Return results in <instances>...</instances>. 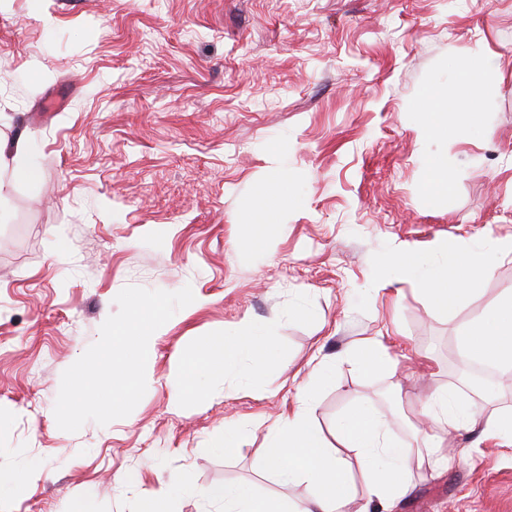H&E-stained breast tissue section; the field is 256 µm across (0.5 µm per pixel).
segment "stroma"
Instances as JSON below:
<instances>
[{
	"label": "stroma",
	"mask_w": 512,
	"mask_h": 512,
	"mask_svg": "<svg viewBox=\"0 0 512 512\" xmlns=\"http://www.w3.org/2000/svg\"><path fill=\"white\" fill-rule=\"evenodd\" d=\"M478 47L498 59L478 117L424 133L425 90L458 101ZM0 143V475L26 480L0 512H68L85 494L138 512L152 492L168 512H217L177 479L297 499L262 455L314 355L324 435L367 405L412 454L395 512H512V425L485 435L512 417V370L476 386L458 355L461 326L512 294V254L453 308L424 290L446 251L512 240V0H0ZM439 155L449 204L425 190ZM16 157L36 180L12 176ZM271 177L294 203L260 243ZM397 251L421 267L384 268ZM128 285L195 300L158 332L129 416L60 430L61 375ZM243 327L271 337L267 371L241 358L171 410L184 356ZM375 338L391 372L356 361ZM443 390L477 413L441 430L439 463L416 406ZM229 428L236 451L214 453Z\"/></svg>",
	"instance_id": "obj_1"
}]
</instances>
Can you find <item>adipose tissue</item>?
<instances>
[{
    "instance_id": "1",
    "label": "adipose tissue",
    "mask_w": 512,
    "mask_h": 512,
    "mask_svg": "<svg viewBox=\"0 0 512 512\" xmlns=\"http://www.w3.org/2000/svg\"><path fill=\"white\" fill-rule=\"evenodd\" d=\"M474 267L472 258L446 253L425 284L432 302L454 307L467 294ZM461 340L465 361L511 367L512 295L500 297L468 322ZM267 348L266 339L239 333L200 344L186 360L187 373L180 388L170 394V407L179 409L185 397L195 393L197 374L221 375L244 356L250 357L253 369H261ZM296 396L295 409L268 435L264 465L280 483L301 486L298 502L263 498L241 485L208 487L200 490V497L223 504L224 512H341L352 494L350 463L342 454L346 448L357 451L370 497L391 505L409 493L414 460L407 449L390 440L386 415L367 407L346 414L337 423L336 440L331 443L310 420L307 387L297 386ZM472 411L471 404L453 405L445 397L421 402L419 429L425 434L427 447H441L440 429L468 418Z\"/></svg>"
}]
</instances>
